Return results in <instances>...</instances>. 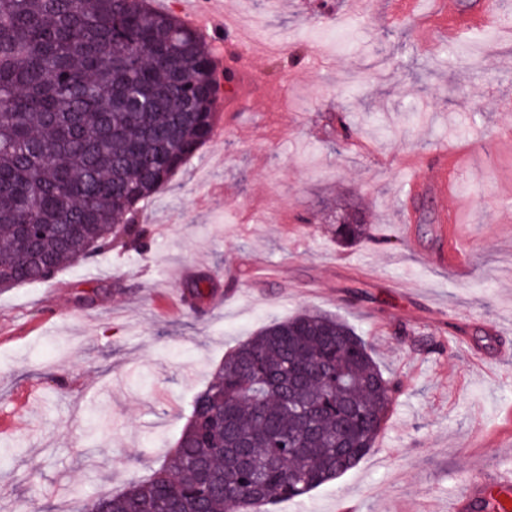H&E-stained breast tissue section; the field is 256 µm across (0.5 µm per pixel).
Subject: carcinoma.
<instances>
[{
    "label": "carcinoma",
    "instance_id": "1",
    "mask_svg": "<svg viewBox=\"0 0 512 512\" xmlns=\"http://www.w3.org/2000/svg\"><path fill=\"white\" fill-rule=\"evenodd\" d=\"M223 93L201 35L150 0H0V288L109 247L211 139ZM372 240L356 215L336 225ZM399 391L342 318L272 321L224 356L151 477L85 512H270L355 467Z\"/></svg>",
    "mask_w": 512,
    "mask_h": 512
}]
</instances>
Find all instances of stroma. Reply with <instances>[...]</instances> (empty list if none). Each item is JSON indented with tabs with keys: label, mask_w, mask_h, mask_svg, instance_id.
Wrapping results in <instances>:
<instances>
[{
	"label": "stroma",
	"mask_w": 512,
	"mask_h": 512,
	"mask_svg": "<svg viewBox=\"0 0 512 512\" xmlns=\"http://www.w3.org/2000/svg\"><path fill=\"white\" fill-rule=\"evenodd\" d=\"M255 11L260 84L149 202L137 242L0 291V512H82L150 476L225 353L313 309L348 321L400 391L374 447L336 481L272 512H448L473 470L512 473V35L443 42L448 10L414 0H223ZM463 44L496 54L468 65ZM345 125L349 136L333 135ZM447 153L408 194L416 162ZM375 241L338 245L336 200ZM455 210L454 228L419 220ZM470 251L438 257L449 231ZM206 279L199 309L170 302ZM98 415L110 433L90 439Z\"/></svg>",
	"instance_id": "obj_1"
}]
</instances>
